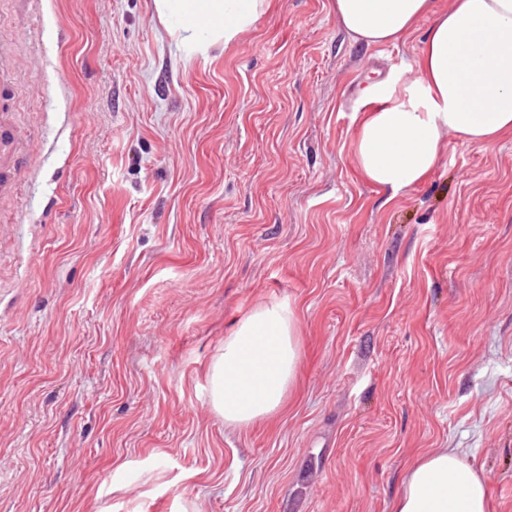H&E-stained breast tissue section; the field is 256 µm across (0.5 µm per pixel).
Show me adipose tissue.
Returning a JSON list of instances; mask_svg holds the SVG:
<instances>
[{"instance_id":"1","label":"adipose tissue","mask_w":512,"mask_h":512,"mask_svg":"<svg viewBox=\"0 0 512 512\" xmlns=\"http://www.w3.org/2000/svg\"><path fill=\"white\" fill-rule=\"evenodd\" d=\"M264 0H153L161 19L176 22L178 47L202 52L246 30ZM356 40L394 45L433 0H332ZM411 82L391 75L364 90L354 163L373 185L396 194L427 181L454 134L484 144L512 134V0H454L437 16L415 61ZM291 305L255 306L224 338L207 368L211 405L226 426L247 428L285 405L300 370ZM393 512H492L488 483L458 448H437L411 468Z\"/></svg>"}]
</instances>
